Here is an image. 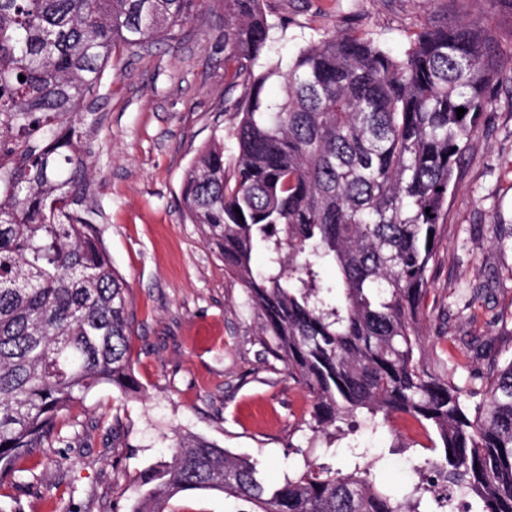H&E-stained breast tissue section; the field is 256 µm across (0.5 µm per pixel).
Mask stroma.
Here are the masks:
<instances>
[{"label": "stroma", "mask_w": 512, "mask_h": 512, "mask_svg": "<svg viewBox=\"0 0 512 512\" xmlns=\"http://www.w3.org/2000/svg\"><path fill=\"white\" fill-rule=\"evenodd\" d=\"M271 26L260 67L286 68L312 42L346 28L399 54L435 20L488 19L512 45V15L487 0H262ZM224 72V13L214 7L167 38L112 57L87 99L98 122L86 141L92 176L77 210L89 218L128 285L130 362L139 393L109 385L64 419V442L27 466L38 483L0 480V512H131L141 474L170 459L176 435L193 434L257 459L279 483L305 459L324 462L314 401L267 353L253 309L224 260L181 205L185 173L213 137L224 164L236 155L234 104ZM512 85L503 84L465 147L440 229L424 301L425 362L457 365L456 380L482 399L491 362L512 359ZM481 289L472 299L473 289ZM493 347L475 358L474 340ZM347 442L383 453L388 483L417 482L435 458V432L393 415L373 434L363 415L339 422Z\"/></svg>", "instance_id": "obj_1"}]
</instances>
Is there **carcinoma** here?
Masks as SVG:
<instances>
[{
	"mask_svg": "<svg viewBox=\"0 0 512 512\" xmlns=\"http://www.w3.org/2000/svg\"><path fill=\"white\" fill-rule=\"evenodd\" d=\"M207 2L0 0V479L95 387L134 386L127 284L69 209L90 170L84 102L116 50L163 39ZM216 2L229 88L244 87L237 155L229 172L220 139L199 152L184 214L245 289L265 348L314 398V431L334 438L358 410L406 415L443 449L414 471L437 469L445 487L385 485L370 448L350 449L349 472L307 461L270 485L256 463L189 435L144 471L131 512H165L187 490L222 492L243 505L234 512H455L457 490L466 512H512V360L468 412L455 366L424 361L422 309L455 170L512 50L479 19L439 21L400 56L339 29L286 71L257 74L261 0Z\"/></svg>",
	"mask_w": 512,
	"mask_h": 512,
	"instance_id": "cac0c4a2",
	"label": "carcinoma"
}]
</instances>
